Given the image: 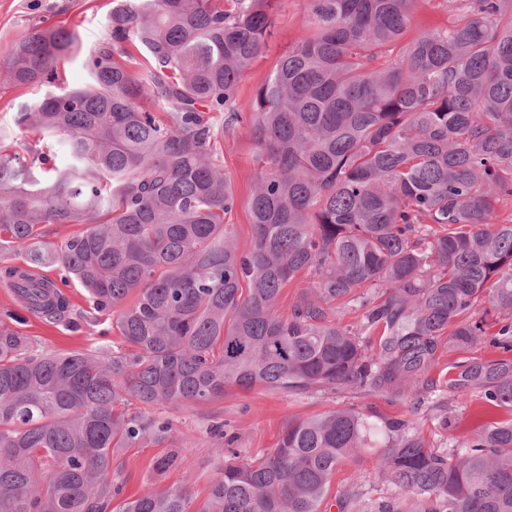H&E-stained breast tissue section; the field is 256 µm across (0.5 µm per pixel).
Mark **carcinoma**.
Returning <instances> with one entry per match:
<instances>
[{
  "label": "carcinoma",
  "instance_id": "obj_1",
  "mask_svg": "<svg viewBox=\"0 0 512 512\" xmlns=\"http://www.w3.org/2000/svg\"><path fill=\"white\" fill-rule=\"evenodd\" d=\"M275 2L112 0L88 82L16 112L66 158L0 151V247L27 264L1 265L0 281L50 324L78 283L117 340L40 353L21 309L0 308V512H323L336 468L367 454L397 495L356 480L339 512H512V418L437 448L355 407L290 419L275 448L242 459L213 414L200 504L184 487L120 498L125 450L167 444L155 471L178 465L170 413L228 387L384 394L446 429L451 396L512 411V218L498 212L512 206V0H442L461 21L411 41L417 0H310L246 118L236 98ZM78 50L76 32L47 26L12 45L4 81L53 84ZM243 122L257 164L246 250L224 223L237 197L221 160ZM47 225L73 231L52 242ZM46 264L60 282L29 271ZM483 301L492 334L470 317ZM484 344L502 356L431 377L440 347Z\"/></svg>",
  "mask_w": 512,
  "mask_h": 512
}]
</instances>
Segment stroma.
Instances as JSON below:
<instances>
[{"label": "stroma", "mask_w": 512, "mask_h": 512, "mask_svg": "<svg viewBox=\"0 0 512 512\" xmlns=\"http://www.w3.org/2000/svg\"><path fill=\"white\" fill-rule=\"evenodd\" d=\"M112 0H0V66L4 65L10 46L44 27L57 25L76 30L81 55L66 64L63 79L66 85H82L87 73L82 56L88 53L107 34V17ZM308 0H277L274 6V27L248 76L243 80L237 106L241 112H250L256 88L269 75L276 62L296 43L304 31L308 14ZM454 22L441 0H417L406 32L414 39L428 32L442 30ZM224 171L231 178L237 193V204L227 216L233 224L241 248H248L251 240L248 199L253 184V144L249 126L231 129L224 137ZM68 293L73 303L69 321L50 324L30 316L20 327L31 337L41 352H65L75 349L96 350L111 344L112 319L93 311L87 294L77 284H70ZM355 406L383 421L391 418L416 422L433 444H441L446 436L461 439L488 420L483 402L476 393L463 394L451 401L450 429H442L429 409L413 410L406 400H391L380 395L354 394L316 395L298 399L288 394L270 392L262 388L243 393L227 391L224 399L209 407L189 408L174 412L175 425L184 439L179 450L178 466L164 473H156L154 462L166 455L165 447L148 445L131 448L124 454L126 476L125 495L134 496L147 484L160 488L189 485L196 500L207 494V480L214 467L211 440L205 429L212 413H220L227 431L236 432L235 443L240 454L251 455L273 448L281 428L288 418L310 416L324 410ZM360 480L373 496H384L388 487L379 485L373 458L359 464H345L333 478L329 501H336L345 485Z\"/></svg>", "instance_id": "35a3bbf8"}]
</instances>
